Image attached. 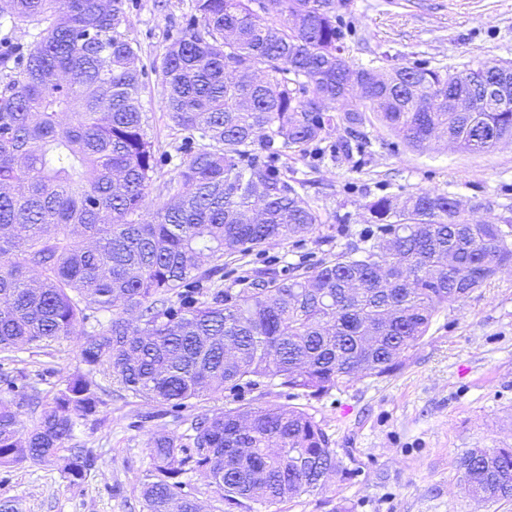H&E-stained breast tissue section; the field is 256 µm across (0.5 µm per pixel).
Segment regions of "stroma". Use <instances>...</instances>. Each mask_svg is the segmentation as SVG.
Returning <instances> with one entry per match:
<instances>
[{"mask_svg":"<svg viewBox=\"0 0 512 512\" xmlns=\"http://www.w3.org/2000/svg\"><path fill=\"white\" fill-rule=\"evenodd\" d=\"M123 2L128 35L146 70L142 104L149 131L166 145L176 132L163 99L161 58L192 0ZM341 21L349 57L366 67L378 66L385 54L400 65L452 73L478 60L512 62V0H349ZM363 131V151L336 153L346 137L339 129L306 156L276 163L302 184L327 221L348 215L351 234H358L367 201L420 189L479 205L481 217L512 220V143L482 154L442 143L416 151L379 122ZM327 249L315 235L269 246L245 265L226 267L223 285L250 280L257 269L282 272L315 262ZM0 369L24 371L45 392L84 366L69 348L31 349ZM102 386L96 419L82 423L75 437L94 454L95 467L75 484L57 460L0 467V501H17L21 512H143L151 434L162 428L181 435L187 426L171 415L139 421L147 404L125 401L110 381ZM302 405L321 421L350 475L333 479L323 494L252 512H332L340 501L349 512H512V498H471L459 470L469 449L512 445V271L442 308L393 375L363 374Z\"/></svg>","mask_w":512,"mask_h":512,"instance_id":"stroma-1","label":"stroma"}]
</instances>
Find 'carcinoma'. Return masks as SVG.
Listing matches in <instances>:
<instances>
[{
    "label": "carcinoma",
    "mask_w": 512,
    "mask_h": 512,
    "mask_svg": "<svg viewBox=\"0 0 512 512\" xmlns=\"http://www.w3.org/2000/svg\"><path fill=\"white\" fill-rule=\"evenodd\" d=\"M346 6L194 0L161 60L183 158L163 182L169 201L155 204L171 153L148 133L123 0H0V354L74 341L86 366L41 401L24 372L3 375L0 466L60 457L65 477L82 479L95 457L66 445L103 404L93 373L168 412L260 385L320 398L362 373L390 376L440 309L512 269L511 230L476 218L477 205L416 192L368 201L359 242L312 267L259 270L236 292L215 286L227 264L270 244L346 234V219L326 223L274 165L340 127L345 152L363 146L373 118L415 150L512 143V108L448 106L499 63L452 74L357 65ZM190 429L150 437L144 512H202L181 480L188 468L210 479L225 512L346 474L298 404L242 403ZM460 469L469 495L512 497V448L471 449Z\"/></svg>",
    "instance_id": "carcinoma-1"
}]
</instances>
